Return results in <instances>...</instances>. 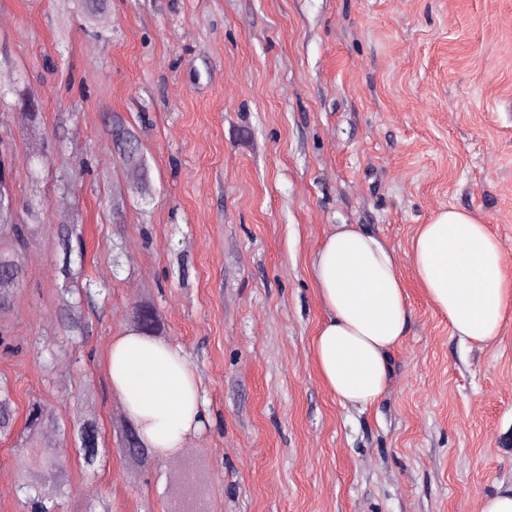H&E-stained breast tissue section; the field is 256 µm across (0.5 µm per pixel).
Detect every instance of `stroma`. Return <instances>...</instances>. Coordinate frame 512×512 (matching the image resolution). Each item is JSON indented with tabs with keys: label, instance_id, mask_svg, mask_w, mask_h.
I'll list each match as a JSON object with an SVG mask.
<instances>
[{
	"label": "stroma",
	"instance_id": "1",
	"mask_svg": "<svg viewBox=\"0 0 512 512\" xmlns=\"http://www.w3.org/2000/svg\"><path fill=\"white\" fill-rule=\"evenodd\" d=\"M60 0H0V139L18 223L42 232L0 310V385L16 409L0 474L56 448L62 512H481L512 484V309L480 349L453 336L407 253L454 206L506 246L512 277V0H107L94 19ZM146 169L124 164L113 116ZM121 199V213L112 210ZM72 263L106 293L59 300ZM335 224L396 250L408 334L381 401L327 390L311 339L325 316L310 262ZM151 303L185 352L205 425L135 469L117 428L112 339ZM52 440L22 447L31 402ZM97 423L86 469L69 426Z\"/></svg>",
	"mask_w": 512,
	"mask_h": 512
}]
</instances>
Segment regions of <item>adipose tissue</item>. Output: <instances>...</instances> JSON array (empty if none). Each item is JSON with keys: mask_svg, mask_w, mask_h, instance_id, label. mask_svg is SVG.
Listing matches in <instances>:
<instances>
[{"mask_svg": "<svg viewBox=\"0 0 512 512\" xmlns=\"http://www.w3.org/2000/svg\"><path fill=\"white\" fill-rule=\"evenodd\" d=\"M505 246L473 213L439 210L420 225L408 252L417 283L455 336L486 345L500 334L512 279ZM326 310L312 341L318 373L344 405L384 396L391 350L408 330V294L396 251L354 224L335 225L311 262ZM112 388L145 447L169 456L204 426L201 390L180 346L127 332L109 354Z\"/></svg>", "mask_w": 512, "mask_h": 512, "instance_id": "ef3b65f1", "label": "adipose tissue"}]
</instances>
